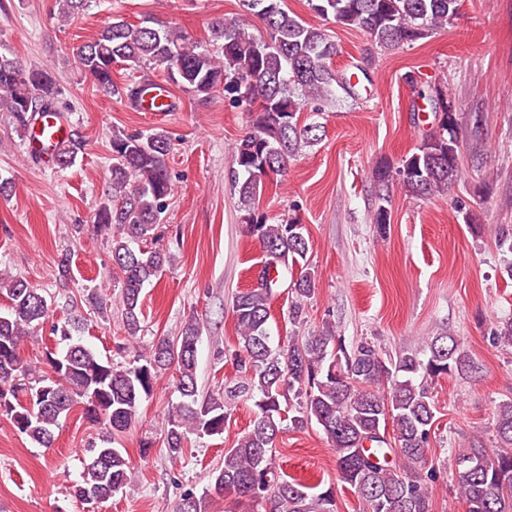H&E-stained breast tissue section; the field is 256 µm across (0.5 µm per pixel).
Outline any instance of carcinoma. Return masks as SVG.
Returning a JSON list of instances; mask_svg holds the SVG:
<instances>
[{
	"mask_svg": "<svg viewBox=\"0 0 512 512\" xmlns=\"http://www.w3.org/2000/svg\"><path fill=\"white\" fill-rule=\"evenodd\" d=\"M89 2L58 0L61 21L81 14ZM281 2L243 0L246 14L263 27L257 34L237 17L213 22V38L221 42L215 52L186 43L181 32L151 16L136 24L116 18L97 38L73 49L79 69L105 95L120 93L112 79L114 67L153 65L172 83L196 93L222 87L224 98L250 115V129L234 150L242 176L234 184L245 231L263 253L256 284L232 302L244 377L205 397L197 387L201 326L194 317L177 336L156 337L147 356L118 369L79 339L84 323L72 316L52 325V334L65 342L61 352L47 356L52 376L38 374L24 362L21 345L49 319L50 304L43 289L0 273L10 304L0 314V412L19 434L49 448L54 430L76 405H83L85 417L104 430L99 441L88 445L82 480L73 489L85 503L106 500L130 484V462L124 449L113 446L114 437L131 427L142 400L152 394L160 374L171 369L179 401L168 408L165 440L174 462L184 456L188 435L224 434L232 400L253 398L257 408L250 430L236 447L224 450V464L208 475L203 493H185L179 512H206L213 495L244 498L264 512H336L333 487L313 493L276 466V443L285 421L298 430L313 422L321 427L336 469L361 499L363 512H431L429 488L418 473L435 423L431 385L443 376L467 378L478 369L460 339L443 331L390 361L367 342L347 349L329 322L286 347L271 341V300L280 280L270 270L300 269L288 289L293 324L301 322L305 301L315 294L317 275L307 265L304 226L290 219L270 221L259 210L261 196L266 183L287 173L301 147L321 140L320 124L301 122L305 107L321 111L338 89L350 98L358 96L354 75L332 67L338 47L326 26L306 23ZM308 5L323 21L363 31L376 47L392 51L448 24L462 0H308ZM61 96L48 72L0 52V111L10 113L20 131ZM432 101L436 127L398 166L380 165L373 172L382 204L372 223L381 233L390 223L384 202L391 187L431 197L461 179V128L449 126L452 105L440 91ZM81 147V138L73 134L55 157L57 167L74 165ZM111 149L110 192L97 205L93 224L111 238L112 265L121 273L122 324L135 336L143 288L172 262L171 255L149 248L173 191L168 170L172 142L162 130L115 132ZM21 392L26 399L19 398ZM389 421L390 441L385 438ZM494 430L495 448H473L452 463L467 512H512V399L498 405ZM394 455L399 462H393Z\"/></svg>",
	"mask_w": 512,
	"mask_h": 512,
	"instance_id": "cac0c4a2",
	"label": "carcinoma"
}]
</instances>
